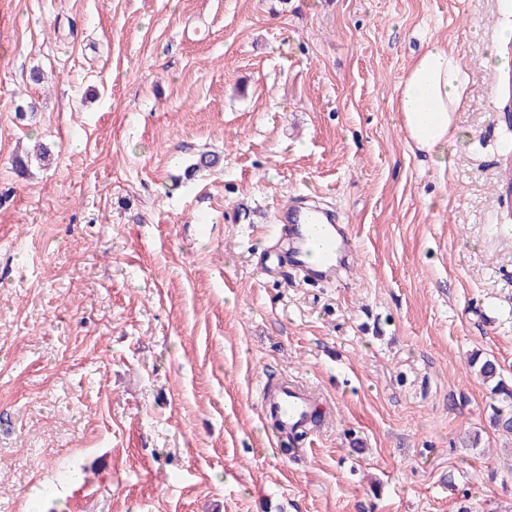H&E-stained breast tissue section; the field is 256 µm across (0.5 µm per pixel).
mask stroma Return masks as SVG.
Returning a JSON list of instances; mask_svg holds the SVG:
<instances>
[{
    "instance_id": "obj_1",
    "label": "stroma",
    "mask_w": 512,
    "mask_h": 512,
    "mask_svg": "<svg viewBox=\"0 0 512 512\" xmlns=\"http://www.w3.org/2000/svg\"><path fill=\"white\" fill-rule=\"evenodd\" d=\"M506 24L504 0H0V512H512L467 364L512 378ZM435 44L469 76L443 170L395 110ZM299 196L351 227L333 283L264 273ZM284 379L327 401L288 455L260 408Z\"/></svg>"
}]
</instances>
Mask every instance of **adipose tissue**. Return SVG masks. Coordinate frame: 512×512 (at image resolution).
<instances>
[{
  "label": "adipose tissue",
  "instance_id": "1",
  "mask_svg": "<svg viewBox=\"0 0 512 512\" xmlns=\"http://www.w3.org/2000/svg\"><path fill=\"white\" fill-rule=\"evenodd\" d=\"M468 75L458 56L434 45L410 66L399 89L397 110L411 147L446 168L448 141L456 137V114L467 104Z\"/></svg>",
  "mask_w": 512,
  "mask_h": 512
}]
</instances>
